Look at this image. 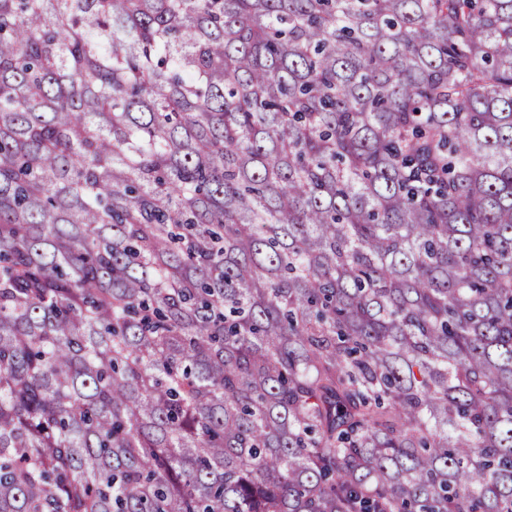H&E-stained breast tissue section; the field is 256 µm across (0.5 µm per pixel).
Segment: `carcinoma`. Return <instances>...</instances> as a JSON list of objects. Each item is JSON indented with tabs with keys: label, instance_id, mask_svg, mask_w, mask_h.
Here are the masks:
<instances>
[{
	"label": "carcinoma",
	"instance_id": "1",
	"mask_svg": "<svg viewBox=\"0 0 512 512\" xmlns=\"http://www.w3.org/2000/svg\"><path fill=\"white\" fill-rule=\"evenodd\" d=\"M0 512H512V0H0Z\"/></svg>",
	"mask_w": 512,
	"mask_h": 512
}]
</instances>
